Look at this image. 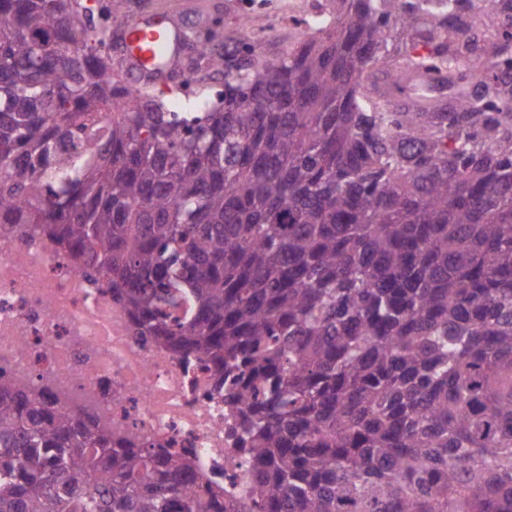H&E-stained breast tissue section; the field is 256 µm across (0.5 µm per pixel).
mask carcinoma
<instances>
[{
  "label": "carcinoma",
  "instance_id": "1",
  "mask_svg": "<svg viewBox=\"0 0 512 512\" xmlns=\"http://www.w3.org/2000/svg\"><path fill=\"white\" fill-rule=\"evenodd\" d=\"M489 7L493 34L474 0H330L272 53L191 30L224 90L190 74L175 112L112 70L123 0H0V224L45 225L224 377L256 512H512V0ZM215 508L178 456L0 386V512Z\"/></svg>",
  "mask_w": 512,
  "mask_h": 512
}]
</instances>
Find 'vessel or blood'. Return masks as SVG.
Segmentation results:
<instances>
[{
  "label": "vessel or blood",
  "mask_w": 512,
  "mask_h": 512,
  "mask_svg": "<svg viewBox=\"0 0 512 512\" xmlns=\"http://www.w3.org/2000/svg\"><path fill=\"white\" fill-rule=\"evenodd\" d=\"M178 43L177 27L156 20L153 9L138 6L115 37L119 66L138 84L162 79L179 66Z\"/></svg>",
  "instance_id": "obj_1"
}]
</instances>
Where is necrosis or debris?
<instances>
[{"label":"necrosis or debris","mask_w":512,"mask_h":512,"mask_svg":"<svg viewBox=\"0 0 512 512\" xmlns=\"http://www.w3.org/2000/svg\"><path fill=\"white\" fill-rule=\"evenodd\" d=\"M0 381L116 447L179 456L225 512L249 504L244 411L212 365L138 333L119 290L39 224L0 225Z\"/></svg>","instance_id":"4bbe7bcc"}]
</instances>
